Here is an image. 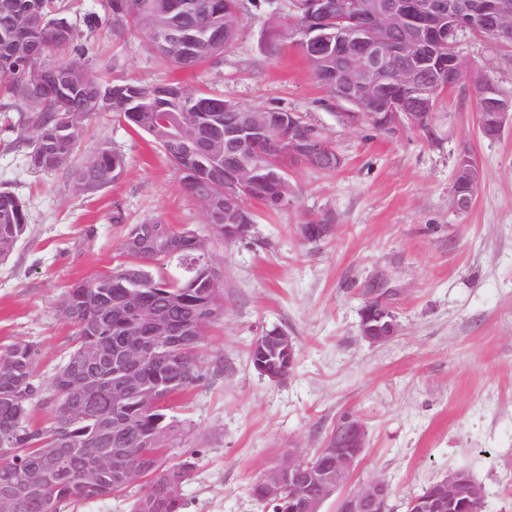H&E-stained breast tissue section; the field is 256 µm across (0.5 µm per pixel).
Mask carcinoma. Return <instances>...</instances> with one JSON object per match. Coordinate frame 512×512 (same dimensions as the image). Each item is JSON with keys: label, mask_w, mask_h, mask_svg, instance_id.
I'll return each instance as SVG.
<instances>
[{"label": "carcinoma", "mask_w": 512, "mask_h": 512, "mask_svg": "<svg viewBox=\"0 0 512 512\" xmlns=\"http://www.w3.org/2000/svg\"><path fill=\"white\" fill-rule=\"evenodd\" d=\"M253 0H106L107 19L115 32L141 28L149 51L164 66L191 70L224 59L238 36V19ZM178 30L180 44L162 47L158 36ZM63 84L69 91L51 98L34 96L29 86ZM177 99L157 96L158 87L133 80L106 82L98 74L88 48L69 17L65 0H0V95L23 104L14 146L36 171L70 170V187L94 194L123 174L124 155L103 140L81 164H72L83 123L96 112H110L135 133L146 135L169 159L186 195L205 217L224 214V170L237 164L238 152L224 141V126L255 115L240 105L226 111L224 98L189 92L181 83ZM166 119L180 128L179 138L160 137ZM112 223L123 226L122 260L89 280L77 281L59 305L74 329L67 360L45 384L35 373L38 346L16 340L0 346V448L11 449L0 460V512H62L74 501L101 500L143 487L129 512H183V485L194 462L168 464L164 451L176 436L165 413L170 399L204 379L200 351L204 328L224 316V288L215 287L206 263L199 261L194 229L176 227L160 217L127 223L121 209ZM148 227L177 242V254L160 247L143 257L126 252L127 241ZM25 202L0 188V262L7 260L28 232ZM141 301L164 315L177 329L190 319L201 325L198 335L169 337L163 355L140 366L143 388L152 395L129 393L118 409L112 402V377L96 389L75 392L73 382L84 369L114 349L120 336L151 338L134 311ZM51 392L52 417L34 424L30 405ZM125 438L126 452L88 469L89 448H115L113 434ZM56 450L59 465L48 480L43 452Z\"/></svg>", "instance_id": "carcinoma-1"}]
</instances>
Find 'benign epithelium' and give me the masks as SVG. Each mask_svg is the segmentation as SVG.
Here are the masks:
<instances>
[{
	"label": "benign epithelium",
	"mask_w": 512,
	"mask_h": 512,
	"mask_svg": "<svg viewBox=\"0 0 512 512\" xmlns=\"http://www.w3.org/2000/svg\"><path fill=\"white\" fill-rule=\"evenodd\" d=\"M299 6L305 16L300 47L311 67H323L324 57L332 51L344 58L330 81L336 98L355 108L341 114L347 122H365L385 132L399 125L428 132L434 126L435 112H412L409 99L417 98L428 107L436 97L465 83L495 106L482 127L485 136L495 138L505 128H512V100L452 51L459 33L475 27L484 28L502 44H511L512 0H349L342 5L334 0H301ZM443 47L451 48L447 62L451 82H430L426 73L438 62ZM397 55L410 59L411 65L391 68ZM224 140L239 148L238 164L233 173L224 174V222H211L207 232L195 233L205 262L219 232H224L227 242L253 228L251 224L229 223L234 205L255 199L268 207L288 206L286 196L272 186L293 167L315 169L333 152L328 140L315 136L309 122L294 112H261L243 125L224 127ZM271 146L277 153L273 171L258 160ZM457 168L470 181L479 182L480 168L469 154L459 156ZM331 229L330 224H301L298 233L312 242ZM155 244L154 237L142 233L129 240L127 247L142 254L153 250ZM369 290L376 301L361 309L365 315L362 336L372 343L387 341L399 331L395 315L386 306L392 289L385 279L376 278L369 283ZM136 311L148 319L153 334L168 333V325L151 308L139 304ZM256 346L265 352L273 348L292 355L291 337L282 329L260 335ZM151 354L158 352L138 347L127 338L119 345L112 364L123 368L124 380L112 390L115 400L140 389L136 365ZM366 440L364 424L350 416L336 426L314 458L301 448L284 451L280 470L264 485L265 499L280 503L288 490L290 512H322L331 499L336 500V512H388L391 487L386 480L374 478L345 489L361 463ZM465 491L464 478L450 471L440 478L436 492L411 500L407 512H454Z\"/></svg>",
	"instance_id": "1"
}]
</instances>
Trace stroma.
<instances>
[{"label": "stroma", "mask_w": 512, "mask_h": 512, "mask_svg": "<svg viewBox=\"0 0 512 512\" xmlns=\"http://www.w3.org/2000/svg\"><path fill=\"white\" fill-rule=\"evenodd\" d=\"M66 2L74 23L88 13L100 20L83 42L104 79L177 81L242 106L300 113L344 160L330 176L294 168L287 208L270 213L251 203L250 236L213 246L224 315L205 329L204 381L167 404L181 433L168 460L195 462L182 490L187 512H264L248 493L251 482L283 449L322 447L347 415L368 435L355 480L385 479L390 512H405L407 499L457 468L481 484L483 512H512V130L485 137L466 86L440 100L431 134L345 126L339 115L348 104L317 82L287 30L289 0H257L223 63L194 71L160 66L140 30L113 33L105 0ZM275 22L283 28L277 37ZM456 52L512 97V48L466 31ZM19 115L0 102V188L19 195L29 214L26 238L0 263V345L37 343V372L46 376L73 332L59 308L63 293L119 259L123 230L113 210L131 224L158 215L201 230L206 220L163 153L111 113L85 121L74 160L106 139L126 167L91 195L71 192L64 171L28 169L11 145ZM464 152L481 178L471 208L459 213L449 199ZM308 222L334 231L303 242L297 227ZM376 277L398 290L399 332L380 344L359 331L363 289ZM274 327L298 347L283 382L247 359L251 341Z\"/></svg>", "instance_id": "35a3bbf8"}]
</instances>
